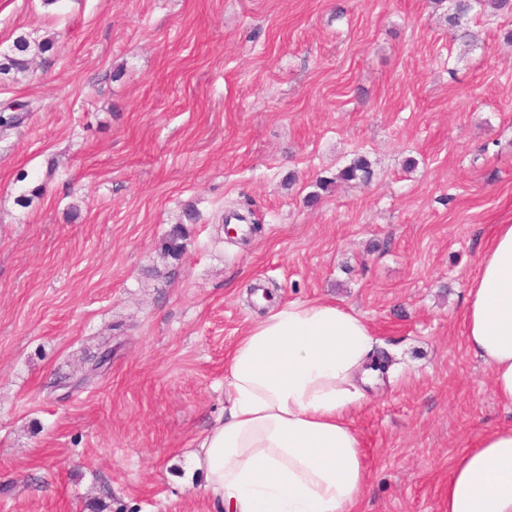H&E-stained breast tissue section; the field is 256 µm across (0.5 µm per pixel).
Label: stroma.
I'll list each match as a JSON object with an SVG mask.
<instances>
[{
  "mask_svg": "<svg viewBox=\"0 0 512 512\" xmlns=\"http://www.w3.org/2000/svg\"><path fill=\"white\" fill-rule=\"evenodd\" d=\"M449 8L0 0V54L53 40L0 76V108L30 110L0 137V512H215L192 452L227 357L312 300L389 364L351 416L360 512H445L462 449L512 424L459 321L512 224V15ZM358 153L371 180L336 181ZM52 48L47 38L37 39L27 35L19 36L10 54L0 55V75H22L31 69L35 56L41 55Z\"/></svg>",
  "mask_w": 512,
  "mask_h": 512,
  "instance_id": "1",
  "label": "stroma"
}]
</instances>
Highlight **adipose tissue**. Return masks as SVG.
Instances as JSON below:
<instances>
[{"instance_id": "1", "label": "adipose tissue", "mask_w": 512, "mask_h": 512, "mask_svg": "<svg viewBox=\"0 0 512 512\" xmlns=\"http://www.w3.org/2000/svg\"><path fill=\"white\" fill-rule=\"evenodd\" d=\"M461 315L512 410V224L495 225ZM375 344L362 316L326 300L273 307L249 327L229 360L224 416L195 453L218 512H355L366 474L349 417L380 379ZM446 512H512V426L463 449Z\"/></svg>"}]
</instances>
